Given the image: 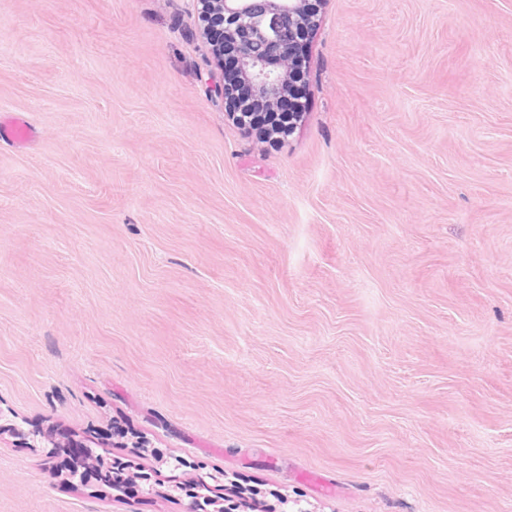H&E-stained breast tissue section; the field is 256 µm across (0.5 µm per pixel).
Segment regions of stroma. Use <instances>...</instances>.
Segmentation results:
<instances>
[{
    "label": "stroma",
    "mask_w": 512,
    "mask_h": 512,
    "mask_svg": "<svg viewBox=\"0 0 512 512\" xmlns=\"http://www.w3.org/2000/svg\"><path fill=\"white\" fill-rule=\"evenodd\" d=\"M221 78L190 0H0V512H512V0H324L278 145ZM33 136V131L20 118H11L0 123V139L7 138L13 142H25Z\"/></svg>",
    "instance_id": "35a3bbf8"
}]
</instances>
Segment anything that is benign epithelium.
Returning <instances> with one entry per match:
<instances>
[{
	"instance_id": "1",
	"label": "benign epithelium",
	"mask_w": 512,
	"mask_h": 512,
	"mask_svg": "<svg viewBox=\"0 0 512 512\" xmlns=\"http://www.w3.org/2000/svg\"><path fill=\"white\" fill-rule=\"evenodd\" d=\"M214 61L224 67V43L237 48L240 91L214 85L215 95L264 96L274 107L291 98L294 56L286 49L306 45L319 23L323 0H191Z\"/></svg>"
}]
</instances>
